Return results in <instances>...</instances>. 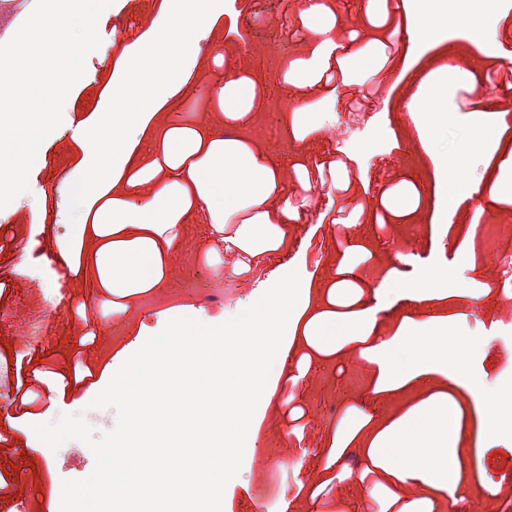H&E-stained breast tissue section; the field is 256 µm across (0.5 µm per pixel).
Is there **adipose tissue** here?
<instances>
[{
    "mask_svg": "<svg viewBox=\"0 0 512 512\" xmlns=\"http://www.w3.org/2000/svg\"><path fill=\"white\" fill-rule=\"evenodd\" d=\"M208 0H165L164 10L170 18L161 38L181 56L191 50L196 33L209 21ZM157 47L145 44L138 61L123 65V74L113 83L111 96L115 103L144 104L157 96L161 86L152 73ZM115 113H105L102 123L88 127L76 138L84 153L83 162L72 181L75 198H83L93 187L109 179L115 164L131 159L120 134L115 133ZM270 170L258 164L247 153L222 147L204 153L186 172L176 174L165 195H154L141 201H129L112 213V252L108 275L116 288H153L162 281L163 249L172 246L174 236L153 237V230L172 227L173 216L181 209L186 187H193L202 203L203 213L210 219L213 233L223 234V221L244 207L263 205L274 191ZM139 229V236L125 238L127 228ZM283 236L277 224L239 225L229 242L248 257L276 250ZM373 318L351 326L335 318L317 317L309 335L321 348L335 350L341 339L359 333L371 334ZM378 348L391 374L400 378L431 361L451 373L465 387L475 403L495 407V389L475 385L464 369L463 348L451 338L448 328L424 325L415 335L401 341H384ZM460 424H449L448 408L430 402L388 430L377 448L389 463L391 473L399 480L422 481L451 488L463 477V455Z\"/></svg>",
    "mask_w": 512,
    "mask_h": 512,
    "instance_id": "adipose-tissue-1",
    "label": "adipose tissue"
}]
</instances>
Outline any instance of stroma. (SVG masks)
Listing matches in <instances>:
<instances>
[{"label": "stroma", "mask_w": 512, "mask_h": 512, "mask_svg": "<svg viewBox=\"0 0 512 512\" xmlns=\"http://www.w3.org/2000/svg\"><path fill=\"white\" fill-rule=\"evenodd\" d=\"M312 3L319 4L318 14L309 13ZM223 4L200 31L196 58L180 67L176 79H169L165 67L155 70V80L167 91L125 123L122 136L133 162L116 168L120 180L112 195L137 200L146 195L142 180L156 189L172 180L162 152L171 128L192 133L203 152L228 139L275 175L274 194L262 206L239 211V218L282 224L284 242L278 251L252 258L248 274L231 278L239 253L218 247L193 207L177 219V237L164 258L158 287H89V277L105 259L112 228L105 210L91 220L86 204L72 200L71 180L83 158L74 133L111 110L117 60H135L131 44L158 37L165 25L161 0H113L97 23L109 57L97 50L88 54L85 73L64 103L61 124L39 148L43 161L29 172L28 192L0 209V357L10 354L22 361L27 386L40 395L31 418L17 400L0 397V480L7 482L0 490V512L18 502L29 512H59L63 480L91 473L90 449L75 457L62 448L50 450L32 426L81 412L95 433L112 430L115 411L90 403L133 354L140 325L158 332L182 316L220 324L250 305L259 287H271L292 270L318 290L308 310L297 315L292 359L285 364L293 373L298 362H305L307 374L295 387L278 381L272 402L279 406L293 397L306 414L296 423L256 408L255 435L224 490L222 512H344L352 499L375 512L392 506L403 512L411 502L419 512H485L491 496L503 501L512 496L501 489L512 455V429L485 439L488 409L435 365L394 381L377 351L362 349L354 339L326 353L308 342L303 327L309 317L325 313L357 324L373 308L376 334L385 339L412 335L427 318L459 335L484 337V345L465 356L466 368L475 381L498 387L503 409L512 410V360L503 356L512 349V293L495 287L496 254L512 240V165L499 163L512 153V130L502 119L504 110L512 111V76L503 61L512 45V12L504 0H493L487 9L447 0L448 28L423 42L414 32L410 2L388 10L382 0H283L278 12L267 10L264 0ZM385 14L397 29L387 63L373 27ZM487 24L496 42L482 50L469 37ZM337 43L348 56L332 91L318 76ZM452 50L471 58V71L449 67ZM374 72L388 92L365 103L361 145L337 142L325 119L347 113L358 83ZM425 72L431 81H448L442 95L448 130L439 136L432 133L430 119L415 128L400 120L403 97ZM228 81L253 86L243 121L226 117L217 96L218 86ZM474 122L484 124L491 137L483 150L467 152L463 142ZM337 159L345 163L338 179L320 183L319 168ZM340 179L350 182L352 200L365 210L348 228L335 222ZM456 181L475 183L478 191L459 201L450 229L442 221L441 204L446 186ZM286 205L296 209L297 220L283 222ZM383 205L393 216L381 226L374 213ZM472 225L480 245L476 254L459 245L460 233ZM460 264L470 271L450 279L447 299L418 306L397 297L377 309L379 286H410L430 268ZM341 280L353 289L350 298L337 302L331 289ZM485 285L491 288L488 296L470 304L468 292ZM211 292L219 294V302L208 300ZM35 298L43 302V319L35 337L23 341L14 328L29 321ZM81 301L88 316L84 322L74 313ZM88 325L97 333L96 342L78 348ZM77 354L91 367L93 382H72L66 392H52L58 374H70ZM428 399L458 413L471 448L463 483L449 491L398 481L377 467L369 446L377 432ZM260 454L269 463L268 473L255 470Z\"/></svg>", "instance_id": "stroma-1"}]
</instances>
